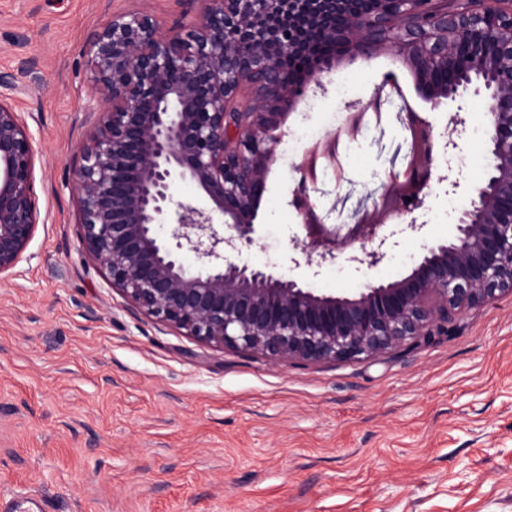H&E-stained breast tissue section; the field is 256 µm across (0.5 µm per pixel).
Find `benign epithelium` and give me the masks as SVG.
Masks as SVG:
<instances>
[{"instance_id": "benign-epithelium-1", "label": "benign epithelium", "mask_w": 512, "mask_h": 512, "mask_svg": "<svg viewBox=\"0 0 512 512\" xmlns=\"http://www.w3.org/2000/svg\"><path fill=\"white\" fill-rule=\"evenodd\" d=\"M194 24L164 33L145 12L111 16L88 43L96 107L75 167L80 240L138 312L203 343L274 362L379 357L446 333L465 311L512 295V0H190ZM387 53L418 92L457 104L487 103L484 181L448 183L463 194L456 233L427 246L401 280L327 295L234 256L254 241L287 118L322 73ZM24 68L0 71V275L10 274L39 221L37 149L7 98L26 91ZM401 102L405 166L385 175L380 201L347 229L312 201L318 160L337 163L341 136L357 142L368 112ZM342 126L305 151L291 192L304 238L293 249L321 268L339 257L361 269L384 262L419 218L438 156L458 148L407 103L393 72L369 104L347 105ZM193 181L208 208L174 200ZM174 220L162 237L156 225ZM192 254L197 266L184 256Z\"/></svg>"}]
</instances>
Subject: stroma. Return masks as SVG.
Instances as JSON below:
<instances>
[{"label":"stroma","instance_id":"obj_1","mask_svg":"<svg viewBox=\"0 0 512 512\" xmlns=\"http://www.w3.org/2000/svg\"><path fill=\"white\" fill-rule=\"evenodd\" d=\"M146 11L163 31L196 17L181 0H0V71L29 62L12 100L38 149L39 224L0 279V500L44 498L50 512H512V295L463 314L450 335L381 358L276 363L218 349L135 311L79 237L74 165L89 129L85 46L113 14ZM394 72L410 105L444 132L456 107L418 92L390 54L342 65L292 112L253 244L332 295L409 275L426 246L455 233L459 197L432 184L421 232L384 263L313 272L288 260L302 229L295 171L328 114L369 102ZM483 98L466 104L451 177L477 185ZM341 150L320 204L335 224L371 206L402 140L394 114Z\"/></svg>","mask_w":512,"mask_h":512}]
</instances>
